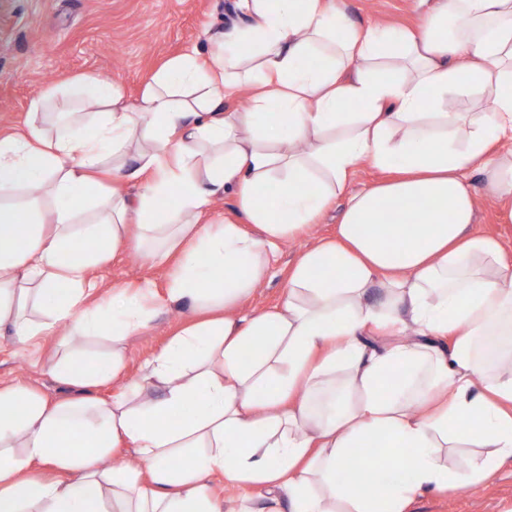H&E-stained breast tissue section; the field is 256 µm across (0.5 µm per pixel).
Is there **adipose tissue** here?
Listing matches in <instances>:
<instances>
[{"mask_svg": "<svg viewBox=\"0 0 512 512\" xmlns=\"http://www.w3.org/2000/svg\"><path fill=\"white\" fill-rule=\"evenodd\" d=\"M235 7L232 35L211 32L208 56L186 49L136 100L79 75L0 131V331L35 345L70 323L111 345L58 351L79 396L0 385V512H224L214 474L272 490L269 512H407L512 459V266L473 228L471 181L512 210V0H421L410 29L332 0ZM245 85L250 107L223 111ZM361 164L388 177L346 194ZM227 190L255 232L207 223ZM342 194L335 237L295 261L281 304L236 316L281 243ZM127 246L169 267L166 296L89 307L91 269ZM164 304L200 319L123 382L127 338ZM111 382L109 401L86 393ZM367 444L365 469L391 460L408 481L346 488ZM465 444L481 453L460 471L448 455ZM126 452L136 464L104 466Z\"/></svg>", "mask_w": 512, "mask_h": 512, "instance_id": "ef3b65f1", "label": "adipose tissue"}]
</instances>
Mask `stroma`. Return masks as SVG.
I'll return each mask as SVG.
<instances>
[{
  "instance_id": "obj_1",
  "label": "stroma",
  "mask_w": 512,
  "mask_h": 512,
  "mask_svg": "<svg viewBox=\"0 0 512 512\" xmlns=\"http://www.w3.org/2000/svg\"><path fill=\"white\" fill-rule=\"evenodd\" d=\"M417 0H340L341 8L362 23L411 27ZM235 0H0V128L24 118L30 98L51 83L88 73L121 83L137 98L147 78L187 47L206 48L207 29L239 23ZM346 203L337 197L315 224L285 241L274 274L242 302L240 314H255L282 302L295 259L317 240L333 237ZM477 229L497 234L512 265V221L503 217L496 196L478 190ZM105 294L149 281L165 293V271L135 249H121L109 266L94 269ZM188 309L160 311L125 346V374L136 379L142 362L165 346L188 316ZM69 325L58 326L39 349L0 333V380L40 390L52 398L74 395L56 381L50 365ZM408 512H512V460L476 485L452 486L418 497Z\"/></svg>"
}]
</instances>
